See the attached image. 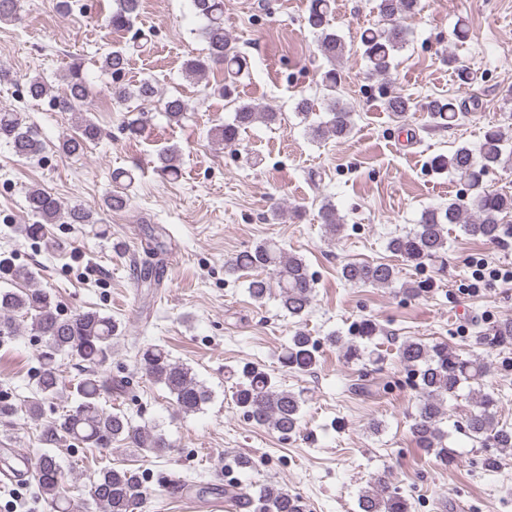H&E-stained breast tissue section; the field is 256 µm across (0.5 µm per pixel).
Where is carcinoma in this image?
<instances>
[{
    "instance_id": "1",
    "label": "carcinoma",
    "mask_w": 512,
    "mask_h": 512,
    "mask_svg": "<svg viewBox=\"0 0 512 512\" xmlns=\"http://www.w3.org/2000/svg\"><path fill=\"white\" fill-rule=\"evenodd\" d=\"M195 13L204 19L200 36L205 41L204 56L192 57L184 63L185 77L201 81L215 68L224 69L228 79L218 89L224 98L235 102L233 120L214 126L209 131L213 143L232 146L238 140L241 129L256 121L275 123L279 113L271 107H259L236 96V81L248 71L247 57L235 45L224 29V0H191ZM141 0H113L107 22L116 30L129 29L139 15ZM419 0H377L376 9L385 25L363 30L360 36L368 73L373 77L389 75L396 52L407 43V30L400 18L414 13ZM335 11V0H311L306 22L317 35L320 54L330 64L321 75V83L328 91L329 104L326 117L308 125L312 139L329 137L344 139L354 128L353 114L336 100V89L341 75L336 61L346 50L343 38L330 24ZM131 51L117 47L102 56L101 69L120 78L129 66ZM68 93L52 94V87L41 77L27 82V89L34 99L48 97L61 112H76L86 98L87 78L82 63L71 65L68 75ZM159 95L154 83L144 80L136 89L123 83L112 86V98L125 103L133 98L153 100ZM164 113L171 122L185 118L188 104L177 95L163 98ZM384 108L396 119L405 118L415 110L413 100L398 94L388 97ZM435 123L445 126L467 111L466 106L453 98L432 99L425 104ZM99 128L84 119L78 126V134L62 143L67 153L82 151L87 143L98 139ZM8 144L19 157H33L43 148L34 127L22 115L11 109H0V141ZM178 149L164 148L158 154L159 171L173 179L180 175L177 165ZM435 171H447L465 187L463 194L448 200V205L425 209L418 224L412 229L391 237L388 249L404 261L418 267L444 263L447 256L448 225L458 224L471 237L496 242L506 232L512 233V194L489 189L485 177L495 169L512 170V147H507L504 131L495 125L486 128L478 148L467 145L456 147L450 154H439L430 161ZM27 203L38 218L34 224H23L19 232L28 238H41L47 224H93L94 213L78 204L63 206L59 199L41 188L27 192ZM320 219L326 233L340 237L345 229L336 205L326 200L320 207ZM230 274L255 271L257 275L249 283V293L257 301L278 288L277 297L282 309L292 318H303L310 309L314 297L315 282L304 260L288 254L273 240H265L254 247L237 253L226 263ZM342 277L349 283L388 286L397 280L393 266L387 263L351 262L342 268ZM0 279L31 280L32 272L13 264L9 258L0 259ZM31 319L32 329L41 341L37 387L34 396L24 408L33 418L42 414L45 400L55 396L63 382L58 356L75 358L85 364L82 377L76 386V399L62 408L57 417L46 421L41 429V440L48 446L67 443L86 448H110L122 442L145 457L161 458L169 444L163 434L154 429L135 426L121 411H112L102 405L103 391H124L127 381L112 378L101 380L105 365L112 357V347L120 339L119 323L97 310L76 311L62 315L53 295L42 288H27L20 292L0 290V337L16 335L22 319ZM378 333V326L365 320L357 327V340L344 343L339 336L326 338L330 344L344 348V357L357 361L362 357L360 342H370ZM492 345L512 342V319L497 325L488 337ZM136 356L146 376L161 384L169 392L178 411L189 414L202 408L210 399L207 387L200 382L192 369L174 361L169 352L156 345L137 349ZM400 361L414 371L419 404L412 424V433L418 447L434 453L447 465L456 462L457 450L448 447L447 435L441 428L446 415L445 402L457 394L463 385L481 384L487 367L478 358H464L446 344L432 346L418 341H406L399 350ZM318 348L311 337L298 329L290 337L288 347L279 356L287 369L304 373L317 363ZM233 401L259 426L269 427L282 435H291L300 428L301 395L278 386L269 373L258 366L243 369V381L233 392ZM474 410L465 420V431L473 439L486 445L493 444L502 453L512 452V431L499 426L496 418L497 399L482 389L471 391ZM38 494L47 512H137L147 496L143 479L131 470L119 466H107L83 486L80 501L73 500L64 490L59 466L53 455L42 454L35 470ZM211 493L239 494L247 497L254 512H305L300 498L276 484H265L250 495L237 490L234 485ZM361 512H411V504L390 482L380 479L361 493L358 499Z\"/></svg>"
}]
</instances>
